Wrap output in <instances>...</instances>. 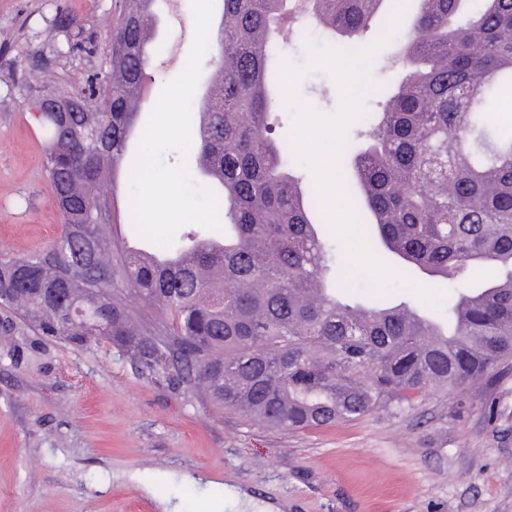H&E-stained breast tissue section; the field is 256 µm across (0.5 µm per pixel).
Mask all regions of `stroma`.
Wrapping results in <instances>:
<instances>
[{"instance_id": "stroma-1", "label": "stroma", "mask_w": 512, "mask_h": 512, "mask_svg": "<svg viewBox=\"0 0 512 512\" xmlns=\"http://www.w3.org/2000/svg\"><path fill=\"white\" fill-rule=\"evenodd\" d=\"M121 0H0V249L49 248L62 215L31 113L36 89L111 68ZM190 0L159 8L143 115L183 69ZM461 416L428 391L400 414L275 431L156 381L107 343L0 344V512H512V363ZM245 492L235 501L227 489Z\"/></svg>"}]
</instances>
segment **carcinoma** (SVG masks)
<instances>
[{"label":"carcinoma","mask_w":512,"mask_h":512,"mask_svg":"<svg viewBox=\"0 0 512 512\" xmlns=\"http://www.w3.org/2000/svg\"><path fill=\"white\" fill-rule=\"evenodd\" d=\"M155 0H123L112 29L109 98L88 90L42 96L43 165L63 217L53 246L24 258L0 251V340L24 332L77 347L106 340L158 381L203 392L274 430L399 413L428 389L485 387L512 359V129L484 107L512 91V0H420L397 36L404 81L376 87L363 147L345 182L371 249L392 267L455 288L445 316L408 317L345 278L341 247L325 239L314 182L301 185L288 142L268 119L267 63L286 0H220L224 27L209 37L215 77L198 107L190 153L221 177L224 252L159 267L127 252L101 184L123 165L146 80L145 31ZM393 0H308L319 29L357 36ZM122 78L113 80L112 72ZM194 228L163 252L179 257ZM321 297L307 299L311 290Z\"/></svg>","instance_id":"carcinoma-1"}]
</instances>
